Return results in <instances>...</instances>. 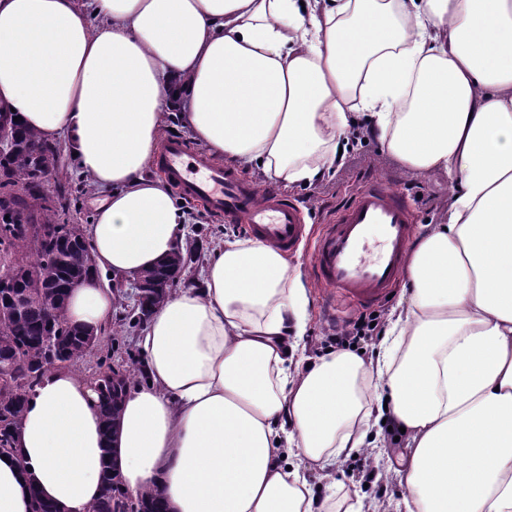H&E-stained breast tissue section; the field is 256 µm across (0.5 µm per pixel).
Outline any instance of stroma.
Masks as SVG:
<instances>
[{"instance_id":"35a3bbf8","label":"stroma","mask_w":512,"mask_h":512,"mask_svg":"<svg viewBox=\"0 0 512 512\" xmlns=\"http://www.w3.org/2000/svg\"><path fill=\"white\" fill-rule=\"evenodd\" d=\"M380 177L386 180L409 201L415 215L416 226L440 224L448 217L450 190L448 177L442 173L416 176L406 171L389 158L375 139L347 147L335 176L309 185L281 188L284 197L298 202L305 211L306 222L311 232H318L336 212L349 202L353 193L366 181ZM193 232L192 240L199 244L196 262L190 264L181 277L182 284H197L201 269L210 253L234 238L247 237L243 225L227 224L213 214L207 205L197 199L184 198ZM293 262L304 269L309 295V325L306 336L309 355L319 357L335 350L334 336L337 326L351 318L350 313H336L330 306L329 292L316 284L309 275V254L301 249L292 254ZM408 450L405 441L386 436L382 450L360 449L356 457L347 459L336 473V481L346 489L362 490L367 501L395 512L406 489L400 472L404 469ZM372 465L374 477L364 480L363 465ZM386 484V496H378L379 484Z\"/></svg>"}]
</instances>
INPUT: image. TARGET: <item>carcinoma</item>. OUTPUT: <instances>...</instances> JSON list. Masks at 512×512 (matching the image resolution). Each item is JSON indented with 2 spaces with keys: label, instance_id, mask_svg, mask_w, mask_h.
<instances>
[{
  "label": "carcinoma",
  "instance_id": "obj_1",
  "mask_svg": "<svg viewBox=\"0 0 512 512\" xmlns=\"http://www.w3.org/2000/svg\"><path fill=\"white\" fill-rule=\"evenodd\" d=\"M0 120L9 128L11 148L0 155V257L17 263L11 295L25 296L28 305L19 312L0 291V365L11 369L0 375V453L14 454L16 433L34 387L54 368L80 369L92 354L83 331L65 314L68 292L93 274L95 267L86 242L85 226L62 221L63 208L76 199L63 190L46 188L48 175L57 165L59 145L40 139L37 132L14 121V114L0 105ZM41 224L42 237L15 232L14 220ZM193 253L177 251L159 266L143 271V303L124 311L123 328L133 330L143 323L146 312L163 304L177 285ZM53 337L55 348L46 346ZM101 378L92 380L99 394V410L105 424L121 414V403L134 368L125 366L121 386H112V363L97 361ZM114 472L107 469L102 480L105 492L87 512H163L160 495L153 489L133 497L114 486Z\"/></svg>",
  "mask_w": 512,
  "mask_h": 512
}]
</instances>
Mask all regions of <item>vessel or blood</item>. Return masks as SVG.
<instances>
[{
  "label": "vessel or blood",
  "instance_id": "vessel-or-blood-1",
  "mask_svg": "<svg viewBox=\"0 0 512 512\" xmlns=\"http://www.w3.org/2000/svg\"><path fill=\"white\" fill-rule=\"evenodd\" d=\"M158 166L168 180L204 200L225 223L246 225L286 253L311 243L314 281L354 306L368 308L385 300L402 273L414 213L406 197L383 181L360 188L313 237L297 205L275 192L257 190L230 168L192 152L181 138L166 139Z\"/></svg>",
  "mask_w": 512,
  "mask_h": 512
}]
</instances>
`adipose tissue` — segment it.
<instances>
[{
	"mask_svg": "<svg viewBox=\"0 0 512 512\" xmlns=\"http://www.w3.org/2000/svg\"><path fill=\"white\" fill-rule=\"evenodd\" d=\"M0 105L104 196L86 229L96 271L67 298L93 329L117 309L112 275L190 233L148 172L171 111L209 155L286 186L334 175L359 119L414 175L452 178L377 360H307L300 266L262 238L225 241L200 287L151 311L147 382L113 430L76 371L35 387L0 512L37 495L86 512L110 465L165 512H361L304 469L332 474L383 420L411 450L405 512H512V0H0Z\"/></svg>",
	"mask_w": 512,
	"mask_h": 512,
	"instance_id": "adipose-tissue-1",
	"label": "adipose tissue"
}]
</instances>
